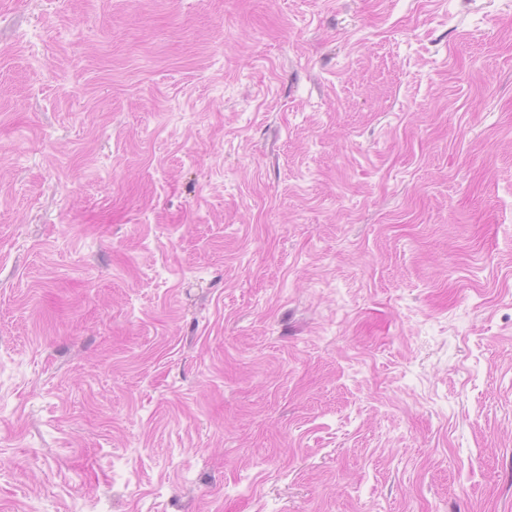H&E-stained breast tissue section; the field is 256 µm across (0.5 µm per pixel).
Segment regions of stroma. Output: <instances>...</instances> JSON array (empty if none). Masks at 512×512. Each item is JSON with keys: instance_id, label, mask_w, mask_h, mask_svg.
<instances>
[{"instance_id": "stroma-1", "label": "stroma", "mask_w": 512, "mask_h": 512, "mask_svg": "<svg viewBox=\"0 0 512 512\" xmlns=\"http://www.w3.org/2000/svg\"><path fill=\"white\" fill-rule=\"evenodd\" d=\"M0 512H512V0H0Z\"/></svg>"}]
</instances>
